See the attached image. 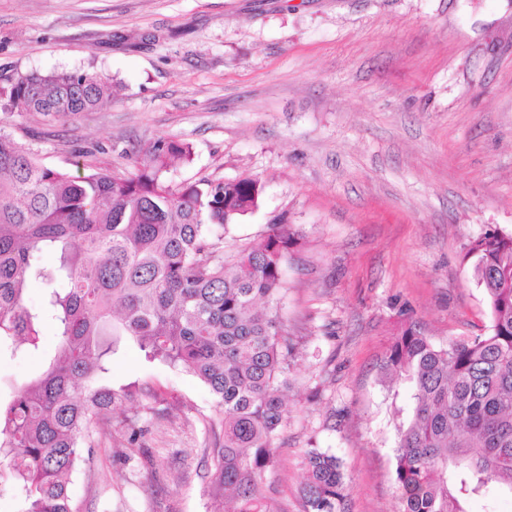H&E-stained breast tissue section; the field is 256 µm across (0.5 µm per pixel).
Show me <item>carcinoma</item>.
I'll return each instance as SVG.
<instances>
[{
	"label": "carcinoma",
	"mask_w": 512,
	"mask_h": 512,
	"mask_svg": "<svg viewBox=\"0 0 512 512\" xmlns=\"http://www.w3.org/2000/svg\"><path fill=\"white\" fill-rule=\"evenodd\" d=\"M111 92L95 72L14 71L0 75V110L66 117ZM149 154L127 175H74L0 132V354L39 352L47 321L59 337L41 374L0 402V467L14 476L21 512H77L70 485L104 412L133 396L97 383L122 338L146 361L199 380L223 409L209 449L212 512H225L221 492L232 512H271L261 478L286 422L291 351L272 303L294 234L276 222L225 261L216 231L258 208L261 181L172 186L164 174L191 162L192 147L163 139ZM466 256L486 300L487 333L438 346L409 327L384 364L412 399L393 455L400 512H468L475 497L512 493V234L485 233ZM32 281L45 289L37 307L25 300ZM305 460L307 512H342L339 459L309 448Z\"/></svg>",
	"instance_id": "obj_1"
}]
</instances>
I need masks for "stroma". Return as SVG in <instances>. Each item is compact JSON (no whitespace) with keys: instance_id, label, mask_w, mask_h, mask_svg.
Listing matches in <instances>:
<instances>
[{"instance_id":"1","label":"stroma","mask_w":512,"mask_h":512,"mask_svg":"<svg viewBox=\"0 0 512 512\" xmlns=\"http://www.w3.org/2000/svg\"><path fill=\"white\" fill-rule=\"evenodd\" d=\"M82 69L116 98L66 118L0 112V129L50 165L119 175L157 140L189 143L171 185H264L225 256L278 218L295 235L275 303L296 350L262 476L271 512H305L310 448L340 458L344 512H399L393 448L411 400L381 365L411 324L441 346L486 332L467 248L512 233V0H0V74ZM56 340L49 323L40 354L0 356V399ZM104 381L167 399L109 413L71 485L80 512H210L209 391L127 340Z\"/></svg>"}]
</instances>
